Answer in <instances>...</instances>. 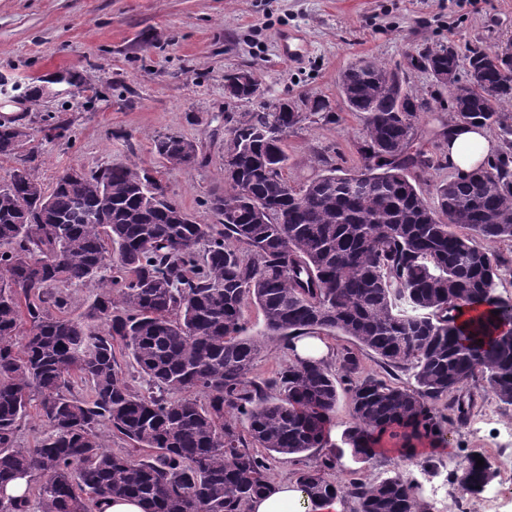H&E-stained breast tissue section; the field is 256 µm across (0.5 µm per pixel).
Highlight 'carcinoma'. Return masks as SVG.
<instances>
[{
  "instance_id": "carcinoma-1",
  "label": "carcinoma",
  "mask_w": 512,
  "mask_h": 512,
  "mask_svg": "<svg viewBox=\"0 0 512 512\" xmlns=\"http://www.w3.org/2000/svg\"><path fill=\"white\" fill-rule=\"evenodd\" d=\"M416 62L437 83L448 76L453 111L498 128L503 143L487 165L441 184L436 210L409 179L430 165L415 119L431 99L374 59L340 76L347 107L367 114L362 168H332L297 190L283 176V145L310 116L288 99L279 112H240L224 149L234 175L207 200L214 224L196 222L136 166L76 179L66 169L48 192L27 127L0 122V157L17 163L0 184V512H29V496L5 495L19 477L35 483L41 512H91L112 498H136L145 512H242L268 485L257 448L299 455L342 445L367 464L392 439L436 447L446 442L436 403L478 373L512 405V304L497 295L498 258L478 244L512 241V47L464 59L451 45L427 48ZM241 77L225 84L249 103ZM152 150L175 167L199 163L198 145L178 133L154 137ZM88 283L97 293L73 317L65 288ZM247 298L263 313L261 336L244 335ZM482 303L499 313L462 329L459 310ZM323 330L413 379L400 387L361 377L345 352L353 422L338 444V381L326 361L284 366L266 383L276 397L248 380L267 341ZM117 345L150 392L122 377ZM76 378L88 397L71 393ZM32 407L49 434L25 448L17 435ZM103 427L145 455L103 448ZM478 458L458 467L465 493L495 477ZM334 465L328 456L296 482L311 499L343 494L327 476ZM350 495L356 512H421L417 486L401 474L360 478Z\"/></svg>"
}]
</instances>
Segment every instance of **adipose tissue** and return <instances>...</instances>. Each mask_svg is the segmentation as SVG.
Instances as JSON below:
<instances>
[{"mask_svg":"<svg viewBox=\"0 0 512 512\" xmlns=\"http://www.w3.org/2000/svg\"><path fill=\"white\" fill-rule=\"evenodd\" d=\"M448 151L445 159L450 171L464 176L495 157L498 144L484 128L458 121L449 123L445 134ZM248 512H343L340 499L312 500L296 482L281 481L253 497Z\"/></svg>","mask_w":512,"mask_h":512,"instance_id":"1","label":"adipose tissue"}]
</instances>
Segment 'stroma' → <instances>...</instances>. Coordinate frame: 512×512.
<instances>
[{
  "label": "stroma",
  "instance_id": "35a3bbf8",
  "mask_svg": "<svg viewBox=\"0 0 512 512\" xmlns=\"http://www.w3.org/2000/svg\"><path fill=\"white\" fill-rule=\"evenodd\" d=\"M302 34L306 56L282 58L284 31ZM512 39V0H0V121L27 125L39 149L44 187L67 168L91 172L136 165L156 172L168 198L195 221L211 224L206 200L223 188L226 115L247 111L230 101L225 78L254 70L260 100L321 98L332 115L312 116L290 133L284 176L302 186L332 167L361 168L365 115L349 111L339 76L348 65L376 57L403 72L414 88L430 91L432 76L413 65L424 48L454 46L461 55ZM76 71L78 94L62 95L49 76ZM44 84L38 101L30 87ZM455 118L448 97L432 103L416 124L432 165L411 171L429 203L451 178L441 131ZM66 120V138L47 139L49 124ZM176 132L196 142L204 161L185 171L152 152L155 135ZM332 370L345 351L360 372L404 384L406 372L344 336H328ZM447 446L408 458L395 451L370 463L343 452L334 477L348 482L401 472L418 486L424 512H512V406L470 379L454 400L437 404ZM484 455L496 476L476 495L454 477L459 462Z\"/></svg>",
  "mask_w": 512,
  "mask_h": 512
}]
</instances>
